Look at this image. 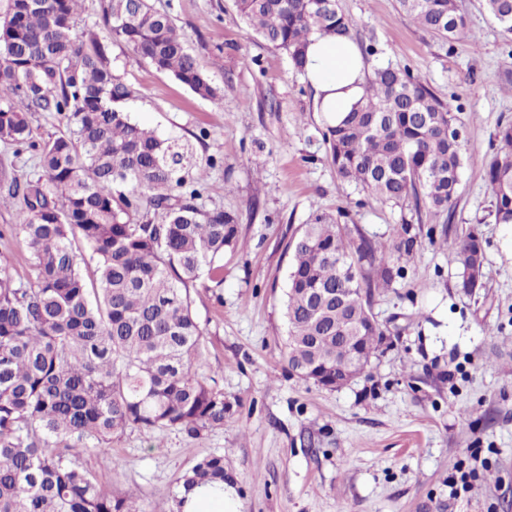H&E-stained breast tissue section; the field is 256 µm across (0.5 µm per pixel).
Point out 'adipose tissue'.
<instances>
[{"label": "adipose tissue", "mask_w": 512, "mask_h": 512, "mask_svg": "<svg viewBox=\"0 0 512 512\" xmlns=\"http://www.w3.org/2000/svg\"><path fill=\"white\" fill-rule=\"evenodd\" d=\"M305 78L314 91V109L328 120L350 112L366 82L363 56L348 38L312 36L306 49Z\"/></svg>", "instance_id": "ef3b65f1"}]
</instances>
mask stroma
I'll list each match as a JSON object with an SVG mask.
<instances>
[{
  "instance_id": "1",
  "label": "stroma",
  "mask_w": 512,
  "mask_h": 512,
  "mask_svg": "<svg viewBox=\"0 0 512 512\" xmlns=\"http://www.w3.org/2000/svg\"><path fill=\"white\" fill-rule=\"evenodd\" d=\"M187 37L219 93L203 99L112 42L136 92L133 121L189 141L207 170L203 202L239 218L224 282L197 287L200 375L222 390L223 427L194 436L126 430L81 457L113 494L134 490L142 512H174L177 478L220 455L238 512H512V225L495 223L484 180L512 121V37L481 0H458L472 37L443 43L400 15L397 0H339L374 66L406 67L458 116L463 164L451 216L417 217L341 182L313 91L287 54L255 33L234 0H153ZM318 214L393 237L420 223L424 248L403 279L376 292L387 340L367 372L330 390L299 380L284 357L286 244ZM484 241V288H459L448 261L457 234Z\"/></svg>"
}]
</instances>
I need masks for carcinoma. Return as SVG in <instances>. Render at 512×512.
Masks as SVG:
<instances>
[{
  "label": "carcinoma",
  "mask_w": 512,
  "mask_h": 512,
  "mask_svg": "<svg viewBox=\"0 0 512 512\" xmlns=\"http://www.w3.org/2000/svg\"><path fill=\"white\" fill-rule=\"evenodd\" d=\"M400 13L445 41L466 33L457 0H398ZM82 0H10L0 22V142L37 146L38 170L0 171V207L20 206L14 225L33 277L0 272V512H141L138 495L114 496L78 459L136 427L188 435L224 426V392L201 378L202 333L190 289L202 273L222 283L219 260L239 240L236 215L203 204L207 185L188 142L133 122L134 90L112 67L106 39L130 46L156 70L203 99L217 98L186 36L150 0H102L98 25L78 39ZM239 13L295 68L313 35L352 37L338 0H236ZM512 33V0H483ZM31 112H54L67 131L37 144ZM458 117L410 69L374 68L362 100L324 140L339 179L369 199L449 212L458 186ZM485 166L492 215L512 224V123L497 127ZM83 242L96 260L82 273ZM292 251L285 358L316 361L336 385V361L357 344L377 354L375 290L404 277L423 248L418 230L377 242L358 225L315 216ZM449 258L460 287H484L485 248L474 230ZM225 480L224 457L199 460L177 481L175 504L193 486Z\"/></svg>",
  "instance_id": "obj_1"
}]
</instances>
